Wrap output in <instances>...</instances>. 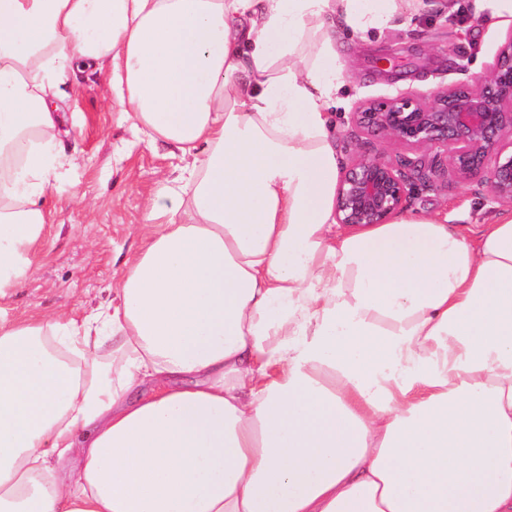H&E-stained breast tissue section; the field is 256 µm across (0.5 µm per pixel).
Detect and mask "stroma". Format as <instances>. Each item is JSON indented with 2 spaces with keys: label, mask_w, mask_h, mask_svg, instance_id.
Here are the masks:
<instances>
[{
  "label": "stroma",
  "mask_w": 512,
  "mask_h": 512,
  "mask_svg": "<svg viewBox=\"0 0 512 512\" xmlns=\"http://www.w3.org/2000/svg\"><path fill=\"white\" fill-rule=\"evenodd\" d=\"M474 15L473 0H410L390 27L341 30V88L330 107L341 163L361 151L403 152L351 131L349 114L360 101L399 90L426 95L492 63L512 28L492 17L474 23ZM68 92L60 110L63 146L77 152L81 163L47 190L55 211L36 274L0 301L16 318L59 312L80 317L108 302L113 276L139 245L145 201L176 177L181 164L151 151L142 133L122 120V107L106 93L102 75L75 72ZM92 200L97 206L91 211L86 204ZM407 208L452 224H489L502 211L487 187L474 183L416 186Z\"/></svg>",
  "instance_id": "obj_1"
}]
</instances>
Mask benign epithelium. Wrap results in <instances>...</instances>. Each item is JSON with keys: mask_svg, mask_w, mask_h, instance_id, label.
Wrapping results in <instances>:
<instances>
[{"mask_svg": "<svg viewBox=\"0 0 512 512\" xmlns=\"http://www.w3.org/2000/svg\"><path fill=\"white\" fill-rule=\"evenodd\" d=\"M351 130L432 153L416 163L385 153L355 154L335 198L338 224H385L401 211L415 181H477L512 207V32L491 66L424 97L413 92L360 102Z\"/></svg>", "mask_w": 512, "mask_h": 512, "instance_id": "1", "label": "benign epithelium"}]
</instances>
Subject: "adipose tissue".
<instances>
[{
	"label": "adipose tissue",
	"mask_w": 512,
	"mask_h": 512,
	"mask_svg": "<svg viewBox=\"0 0 512 512\" xmlns=\"http://www.w3.org/2000/svg\"><path fill=\"white\" fill-rule=\"evenodd\" d=\"M398 10L0 0V299L75 67L187 160L106 306L0 313V512H512V212L336 222V36Z\"/></svg>",
	"instance_id": "obj_1"
}]
</instances>
